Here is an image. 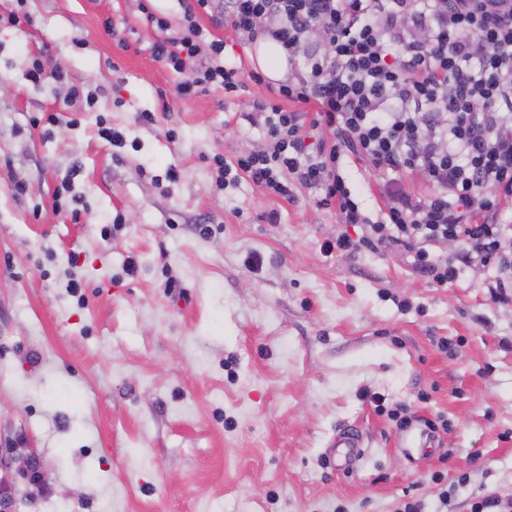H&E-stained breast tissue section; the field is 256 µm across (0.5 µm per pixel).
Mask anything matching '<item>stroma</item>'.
<instances>
[{
    "instance_id": "1",
    "label": "stroma",
    "mask_w": 512,
    "mask_h": 512,
    "mask_svg": "<svg viewBox=\"0 0 512 512\" xmlns=\"http://www.w3.org/2000/svg\"><path fill=\"white\" fill-rule=\"evenodd\" d=\"M19 10L20 29L7 21ZM159 36L140 0H0V448L45 478L8 474L10 512H473L479 490L512 499V308L489 300L488 270L441 288L397 250L327 257L325 239L363 229L319 206L320 190L289 202L249 181L218 188L214 157L267 146L248 115L272 91L249 80L182 98L181 75L152 54ZM35 57L65 81H30ZM343 175L377 214L382 176L352 159ZM68 176L76 222L55 205ZM366 391L405 405L410 426ZM440 414L447 430L406 449ZM347 428L365 454L339 473L326 445Z\"/></svg>"
}]
</instances>
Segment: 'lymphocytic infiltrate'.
<instances>
[{
	"label": "lymphocytic infiltrate",
	"instance_id": "1",
	"mask_svg": "<svg viewBox=\"0 0 512 512\" xmlns=\"http://www.w3.org/2000/svg\"><path fill=\"white\" fill-rule=\"evenodd\" d=\"M183 31L146 12L161 36L153 56L174 72L199 57L181 96L209 87L236 92L258 71L226 65L224 43L197 22L278 42L290 71L256 105L268 148L216 159V183L242 178L294 200V186L321 190L320 205L364 234L323 241V254L398 247L433 283H453L461 266H494L490 300L512 304V0H181ZM292 109H285V102ZM381 171L422 177L418 197L384 184L385 220L370 224L338 172L343 154ZM456 242L453 254L441 253Z\"/></svg>",
	"mask_w": 512,
	"mask_h": 512
}]
</instances>
